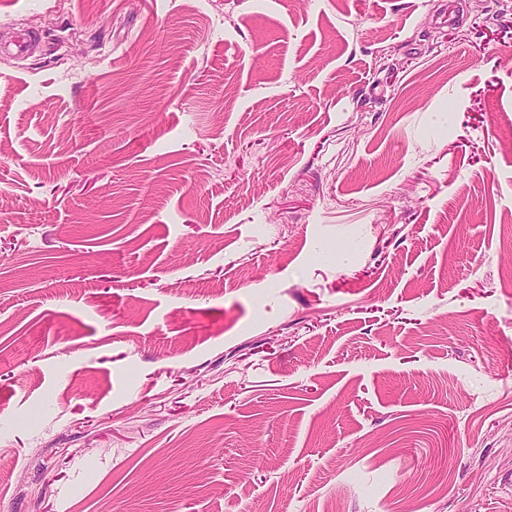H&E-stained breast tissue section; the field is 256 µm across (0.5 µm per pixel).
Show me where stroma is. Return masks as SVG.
<instances>
[{"label": "stroma", "instance_id": "obj_1", "mask_svg": "<svg viewBox=\"0 0 512 512\" xmlns=\"http://www.w3.org/2000/svg\"><path fill=\"white\" fill-rule=\"evenodd\" d=\"M0 512H512V0H0Z\"/></svg>", "mask_w": 512, "mask_h": 512}]
</instances>
